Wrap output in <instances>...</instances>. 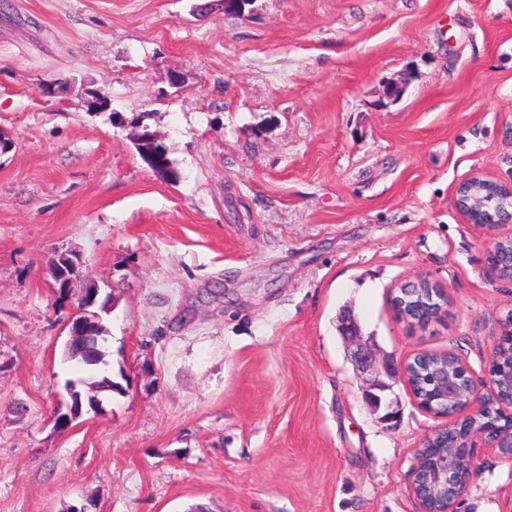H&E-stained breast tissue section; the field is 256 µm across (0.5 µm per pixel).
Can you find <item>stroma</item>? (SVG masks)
Instances as JSON below:
<instances>
[{"mask_svg": "<svg viewBox=\"0 0 512 512\" xmlns=\"http://www.w3.org/2000/svg\"><path fill=\"white\" fill-rule=\"evenodd\" d=\"M0 130V512H418L445 420L397 381L379 423L339 322L397 361L455 352L485 388L512 309L485 244L512 223H467L454 190L512 182V0H0ZM417 279L446 297L423 326L390 304ZM92 284L118 388L61 429ZM480 455L458 512H512V458ZM445 418H449L450 420L448 421V424H445L444 426H442L441 428L439 429H436L435 431H433L431 434L427 435L422 443V448L419 449L418 453H417V457H416V462L417 464L415 465V467L413 468V475H412V491L414 493V495L416 496L418 502H419V506H420V511L421 512H430V510L427 508L426 506V503L423 501V499L421 498V496L418 494L417 492V485H416V474L418 472V460L421 459V455L428 449V448H431V445L434 443V440L435 438L443 431H447L448 432V443H450L455 436H457L459 433H461L462 431H464L466 428H468L469 426L472 425L473 423V420H469L467 418H463L458 426L456 428H453L456 426V420H457V417L456 416H452V417H448V416H445ZM450 428H453V429H450ZM450 429V430H448Z\"/></svg>", "mask_w": 512, "mask_h": 512, "instance_id": "stroma-1", "label": "stroma"}]
</instances>
